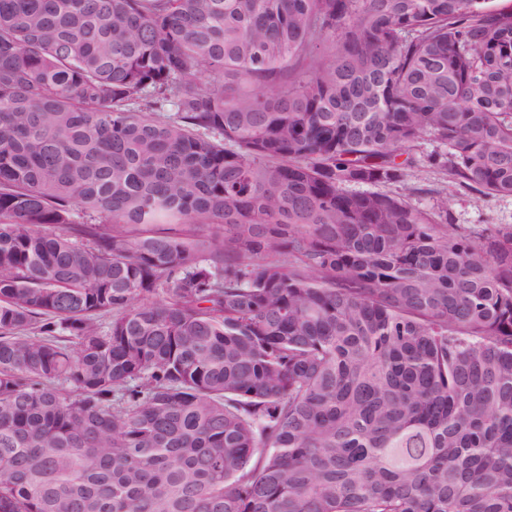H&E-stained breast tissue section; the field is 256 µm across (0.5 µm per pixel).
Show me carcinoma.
<instances>
[{
  "label": "carcinoma",
  "mask_w": 512,
  "mask_h": 512,
  "mask_svg": "<svg viewBox=\"0 0 512 512\" xmlns=\"http://www.w3.org/2000/svg\"><path fill=\"white\" fill-rule=\"evenodd\" d=\"M426 136L433 210L368 190ZM460 189L512 197L488 0H0V512H512Z\"/></svg>",
  "instance_id": "1"
}]
</instances>
